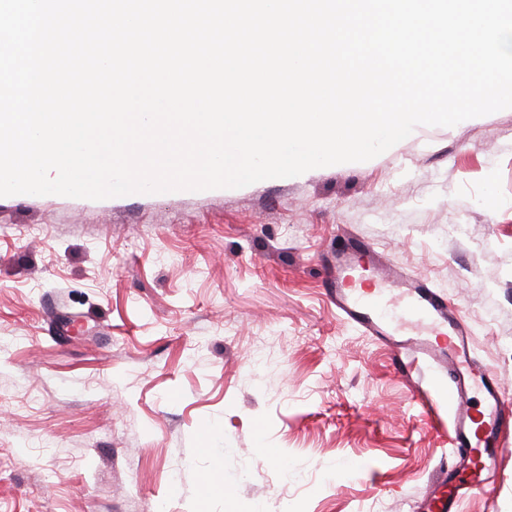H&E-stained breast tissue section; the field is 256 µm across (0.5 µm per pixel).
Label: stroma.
I'll return each instance as SVG.
<instances>
[{
  "mask_svg": "<svg viewBox=\"0 0 512 512\" xmlns=\"http://www.w3.org/2000/svg\"><path fill=\"white\" fill-rule=\"evenodd\" d=\"M354 238L512 390V108L237 189L0 197V512H197L207 478L209 512H422L450 421L331 302ZM463 509L512 512V455Z\"/></svg>",
  "mask_w": 512,
  "mask_h": 512,
  "instance_id": "35a3bbf8",
  "label": "stroma"
}]
</instances>
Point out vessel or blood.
<instances>
[{
    "mask_svg": "<svg viewBox=\"0 0 512 512\" xmlns=\"http://www.w3.org/2000/svg\"><path fill=\"white\" fill-rule=\"evenodd\" d=\"M352 257L347 251L336 254V265L329 270L326 283L337 310L357 324L365 334L380 344H387L395 329L391 323L393 298H401L404 316L428 324L431 334L409 340L410 360L396 359L401 372H408L412 362L427 364L429 378L425 394L431 407L447 404L452 421L449 445L458 459L468 455L495 463L512 450L503 432L512 425V398L503 382L487 366L471 356V340L458 309L435 291L421 276L391 267L375 270L372 290L354 288L346 283ZM480 400H473V393ZM438 490L424 498V512H461L464 497L488 488L481 469L461 474L445 468L437 483Z\"/></svg>",
    "mask_w": 512,
    "mask_h": 512,
    "instance_id": "1",
    "label": "vessel or blood"
}]
</instances>
